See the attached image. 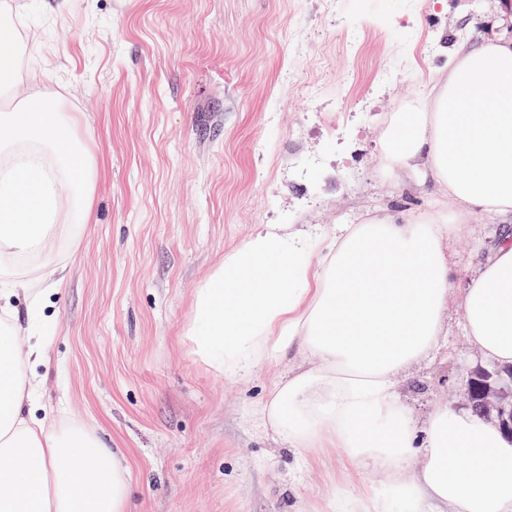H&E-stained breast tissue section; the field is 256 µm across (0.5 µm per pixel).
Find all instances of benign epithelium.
Wrapping results in <instances>:
<instances>
[{"instance_id": "1", "label": "benign epithelium", "mask_w": 512, "mask_h": 512, "mask_svg": "<svg viewBox=\"0 0 512 512\" xmlns=\"http://www.w3.org/2000/svg\"><path fill=\"white\" fill-rule=\"evenodd\" d=\"M464 405L485 417H496L512 433V368L502 370L477 364L460 379Z\"/></svg>"}]
</instances>
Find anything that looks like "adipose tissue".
Here are the masks:
<instances>
[{"instance_id":"adipose-tissue-1","label":"adipose tissue","mask_w":512,"mask_h":512,"mask_svg":"<svg viewBox=\"0 0 512 512\" xmlns=\"http://www.w3.org/2000/svg\"><path fill=\"white\" fill-rule=\"evenodd\" d=\"M388 168L420 165L447 213L339 224L319 264L305 235L254 233L194 291L182 335L209 369L245 380L289 355L258 415L292 448H339L356 470L380 465L382 493L359 512H512V436L497 420L434 404L416 424L398 382L439 349L452 290L449 242L470 214L512 219V42L461 47L433 97L393 118ZM64 266L0 283V512H127L124 457L81 426L63 428L36 403L28 367L50 345L27 336L15 296H49ZM463 328L485 362L512 365V233L470 277Z\"/></svg>"}]
</instances>
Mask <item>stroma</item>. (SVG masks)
<instances>
[{
  "mask_svg": "<svg viewBox=\"0 0 512 512\" xmlns=\"http://www.w3.org/2000/svg\"><path fill=\"white\" fill-rule=\"evenodd\" d=\"M55 3L0 0L13 99L36 89L77 113L99 168L89 224L51 257L66 280L35 321L50 341L39 404L125 453L128 512H352L382 470L288 447L257 415L282 368L214 373L181 329L195 288L260 225L310 236L316 263L328 225L447 210L423 169L386 168L384 133L459 45L511 39L512 16L501 0ZM500 232L475 213L451 241L443 349L398 387L416 419L458 407L480 359L460 301Z\"/></svg>",
  "mask_w": 512,
  "mask_h": 512,
  "instance_id": "1",
  "label": "stroma"
}]
</instances>
